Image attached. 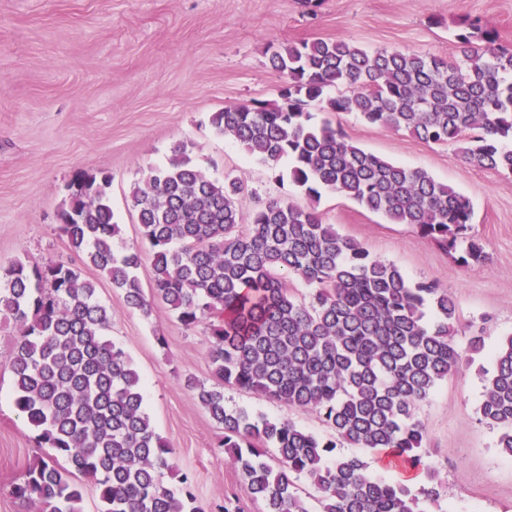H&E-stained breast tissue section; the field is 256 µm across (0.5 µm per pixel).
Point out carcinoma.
<instances>
[{
	"mask_svg": "<svg viewBox=\"0 0 512 512\" xmlns=\"http://www.w3.org/2000/svg\"><path fill=\"white\" fill-rule=\"evenodd\" d=\"M455 39L452 58L370 53L342 39L271 45L269 65L287 78L280 101L227 106L209 122L278 178L281 160L291 159L288 176L310 198L339 192L445 248L461 241V263L478 261L482 246L466 236L472 207L465 196L424 170L364 150L304 109L315 103L323 112H355L425 143L460 142L465 163L512 173V48L474 23ZM109 186L106 176L78 174L59 230L130 308L147 315L159 299L184 327H205L216 383L189 378L187 386L224 429L220 446L265 512H310L302 479L319 493V512H424L420 499L436 500L418 408L484 344L481 331L464 347L456 341L448 290L411 284L313 208L272 199L240 229L243 182L210 178L180 144L126 200L151 255L148 295L137 276L142 249L114 248L120 225ZM289 275L304 280L307 296L290 293ZM0 318L19 332L9 360L15 408L53 450L15 479V498L40 512H81L80 474L94 481L101 512H203L188 476L177 486L164 481L173 449L144 408L130 357L106 336L112 311L80 268L0 264ZM226 386L314 412L334 437L290 419L230 411ZM478 414L512 457L511 335L495 350ZM338 439L388 450L422 468L427 486L417 495L372 474L361 456L337 452Z\"/></svg>",
	"mask_w": 512,
	"mask_h": 512,
	"instance_id": "carcinoma-1",
	"label": "carcinoma"
}]
</instances>
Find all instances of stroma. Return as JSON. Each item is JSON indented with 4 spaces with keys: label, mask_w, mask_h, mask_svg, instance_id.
<instances>
[{
    "label": "stroma",
    "mask_w": 512,
    "mask_h": 512,
    "mask_svg": "<svg viewBox=\"0 0 512 512\" xmlns=\"http://www.w3.org/2000/svg\"><path fill=\"white\" fill-rule=\"evenodd\" d=\"M478 18L512 48V0H0V263L14 260L79 267L112 311L107 333L130 356L144 383L145 407L173 450L174 473L188 475L203 512L225 498L242 512H264L217 442L222 428L186 385L212 386L204 327L185 328L162 302L150 316L130 309L120 290L71 250L58 213L77 174H105L119 246L141 242L127 208L130 187L187 143L195 164L213 178L230 175L249 190L243 224L278 198L315 207L325 223L371 256L395 264L411 282L434 281L457 303V340L484 328L485 353L437 386L419 415L428 464L437 470L441 512H512V459L497 448L498 430L480 422L483 373L499 339L512 333V174L464 163L457 145L421 142L405 131L331 115L367 151L426 170L469 199V235L485 259L456 261L437 242L344 195L319 202L217 135L212 112L278 101L286 82L266 50L284 41L346 39L367 51L406 50L450 56L464 18ZM17 334L0 321V512H39L15 499L13 480L41 455L36 432L13 404L8 363ZM224 401L271 418L286 417L330 437L316 414L228 387Z\"/></svg>",
    "instance_id": "obj_1"
}]
</instances>
